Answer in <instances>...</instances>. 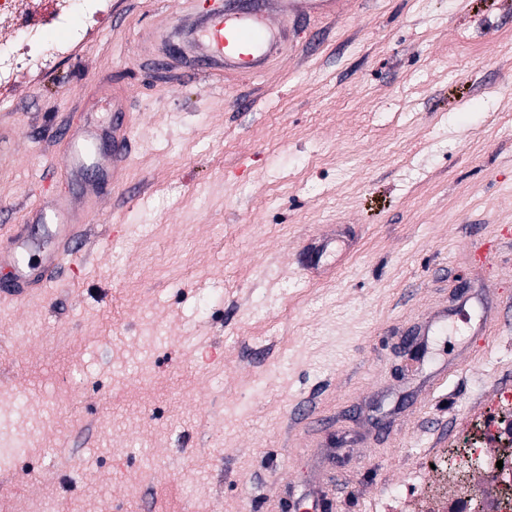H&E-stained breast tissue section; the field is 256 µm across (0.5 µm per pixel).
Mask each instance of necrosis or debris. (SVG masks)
Listing matches in <instances>:
<instances>
[{
    "label": "necrosis or debris",
    "mask_w": 512,
    "mask_h": 512,
    "mask_svg": "<svg viewBox=\"0 0 512 512\" xmlns=\"http://www.w3.org/2000/svg\"><path fill=\"white\" fill-rule=\"evenodd\" d=\"M111 19L112 0H0V107L13 106L22 76L51 68L106 31ZM490 441L498 444V456L486 453ZM456 466L490 476L494 493L489 512H512V441L499 432L496 418L479 425Z\"/></svg>",
    "instance_id": "obj_1"
}]
</instances>
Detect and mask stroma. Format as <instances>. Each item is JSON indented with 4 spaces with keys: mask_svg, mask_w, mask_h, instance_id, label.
<instances>
[{
    "mask_svg": "<svg viewBox=\"0 0 512 512\" xmlns=\"http://www.w3.org/2000/svg\"><path fill=\"white\" fill-rule=\"evenodd\" d=\"M224 6L112 0L0 112V244L89 225L0 301V512H384L512 388V0H342L227 85L184 35ZM55 223L53 232L61 247L43 254L36 264L30 260L25 263L19 258L20 250L25 246L22 233L1 246L0 261H8L16 267L15 288L9 290L11 295L22 296L27 288H41L63 271L66 264H75L83 259L86 240L84 220H67L62 209Z\"/></svg>",
    "mask_w": 512,
    "mask_h": 512,
    "instance_id": "1",
    "label": "stroma"
}]
</instances>
